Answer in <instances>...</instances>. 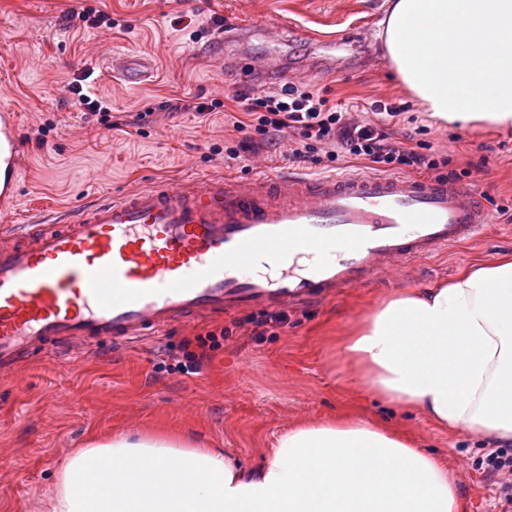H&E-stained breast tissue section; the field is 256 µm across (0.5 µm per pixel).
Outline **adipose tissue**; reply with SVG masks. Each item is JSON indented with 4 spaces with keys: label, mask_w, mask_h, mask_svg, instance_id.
I'll return each instance as SVG.
<instances>
[{
    "label": "adipose tissue",
    "mask_w": 512,
    "mask_h": 512,
    "mask_svg": "<svg viewBox=\"0 0 512 512\" xmlns=\"http://www.w3.org/2000/svg\"><path fill=\"white\" fill-rule=\"evenodd\" d=\"M436 123L512 128V0H393L381 32ZM343 350L386 404L512 444V256L382 304ZM52 512H461L447 463L353 414L280 434L252 466L119 431L57 474Z\"/></svg>",
    "instance_id": "1"
}]
</instances>
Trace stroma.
I'll list each match as a JSON object with an SVG mask.
<instances>
[{
    "label": "stroma",
    "instance_id": "35a3bbf8",
    "mask_svg": "<svg viewBox=\"0 0 512 512\" xmlns=\"http://www.w3.org/2000/svg\"><path fill=\"white\" fill-rule=\"evenodd\" d=\"M254 29L277 22L283 41L261 36L218 47L222 16ZM117 28L102 26V17ZM385 0H0V107L15 111L25 143L20 191L0 221L29 224L99 197L160 181L247 179L296 172L288 143L228 161L224 147L241 134L224 120L242 63L269 58L330 100L358 108L382 101L401 107L393 139L411 134L472 169L488 222L477 237L406 264L361 288L290 309L282 328L256 327L252 311L206 322L183 320L159 336L112 345L102 339L73 358L35 351L12 375H0V512H45L58 470L91 437L162 430L199 448H221L260 461L279 432L342 411L397 426L417 445L442 454L463 512H496L484 478L491 448L466 431H448L411 410L394 409L358 381L342 350L357 324L390 297L431 288L461 271L512 252V131L440 127L392 69L379 37ZM332 38L336 47L320 48ZM146 67L144 82L114 76L113 60ZM115 112L149 111L142 133L107 129L75 102L69 82ZM220 98L223 112L204 118L180 110L191 98ZM44 144H37L40 127ZM221 330L224 339L198 373L175 371L185 339Z\"/></svg>",
    "mask_w": 512,
    "mask_h": 512
}]
</instances>
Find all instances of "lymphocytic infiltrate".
Here are the masks:
<instances>
[{"label":"lymphocytic infiltrate","instance_id":"f902f5d3","mask_svg":"<svg viewBox=\"0 0 512 512\" xmlns=\"http://www.w3.org/2000/svg\"><path fill=\"white\" fill-rule=\"evenodd\" d=\"M243 118H232L236 130L253 126L256 134L286 132L293 145L288 158L307 162L321 169L333 170L343 157L363 159L381 172L401 173L408 170L426 172L447 169V179L456 183L470 177V170L451 169V157L424 154L403 142L390 140L385 130V118L399 115L398 106L376 104L378 117L372 121L353 117L351 110L330 103L329 99L305 86L294 84L277 92L250 95L238 94ZM487 477L497 478L499 488L497 512H512V452L497 449L485 460Z\"/></svg>","mask_w":512,"mask_h":512}]
</instances>
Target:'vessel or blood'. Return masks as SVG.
I'll use <instances>...</instances> for the list:
<instances>
[{"mask_svg":"<svg viewBox=\"0 0 512 512\" xmlns=\"http://www.w3.org/2000/svg\"><path fill=\"white\" fill-rule=\"evenodd\" d=\"M22 144L0 108V202ZM487 215L444 180L215 177L105 196L0 244V371L31 351L157 336L176 320L291 308L469 238Z\"/></svg>","mask_w":512,"mask_h":512,"instance_id":"vessel-or-blood-1","label":"vessel or blood"}]
</instances>
